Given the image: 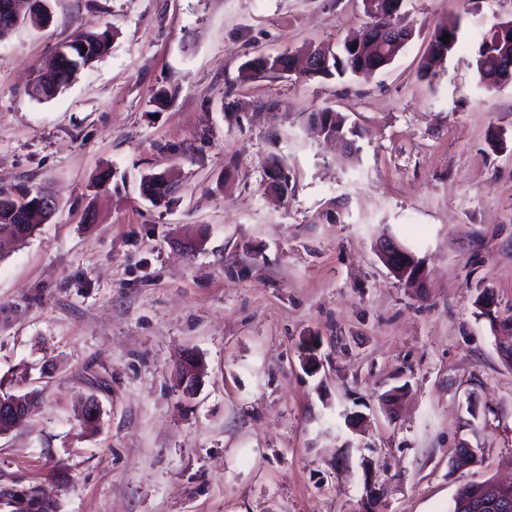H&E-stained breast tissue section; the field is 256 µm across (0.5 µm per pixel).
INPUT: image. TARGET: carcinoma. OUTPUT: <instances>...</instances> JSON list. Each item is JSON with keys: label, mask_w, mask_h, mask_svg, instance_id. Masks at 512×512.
I'll return each instance as SVG.
<instances>
[{"label": "carcinoma", "mask_w": 512, "mask_h": 512, "mask_svg": "<svg viewBox=\"0 0 512 512\" xmlns=\"http://www.w3.org/2000/svg\"><path fill=\"white\" fill-rule=\"evenodd\" d=\"M10 15L18 19H27L34 26H44L51 18L50 0H7ZM390 0H380L377 11L367 12L369 22L357 34L348 37L337 47L317 46L311 48L312 53L325 54L329 57L328 66L320 71H310L305 68L302 75L311 80L315 78H342L346 75L373 73L380 70L378 60L380 55L373 51L372 32L376 29H387L402 32L406 37H412V28L403 23L399 13L387 7ZM449 35V41L443 42L444 35ZM460 38V21L446 22L438 25L428 46L426 62L420 70V78L431 81L436 78L437 71L433 63L451 54ZM110 47L108 30L100 29L93 22L78 24L75 34L62 42L56 49L48 64L36 68L34 79L28 93L38 99L51 98L58 94L77 73L99 60ZM512 56V19L501 20L484 31L481 39L474 48V60L479 83L491 90L499 87V78L503 76L501 57L503 52ZM297 66L296 59L291 55L276 57H257L247 61L241 70V77L249 79L256 74H282L292 71ZM312 121L322 133L331 139L349 141V154L358 152L357 139L361 137L359 128L348 122V118L331 107H324L312 113ZM153 201L170 200L175 192L172 185L147 182ZM37 194L29 188L18 185L11 189L0 188V232H6L17 240L24 241L32 236L44 215L39 213L32 217L33 223L24 225L23 235L16 236L18 225L14 224L16 213L31 210Z\"/></svg>", "instance_id": "carcinoma-1"}]
</instances>
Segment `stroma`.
<instances>
[{
    "label": "stroma",
    "mask_w": 512,
    "mask_h": 512,
    "mask_svg": "<svg viewBox=\"0 0 512 512\" xmlns=\"http://www.w3.org/2000/svg\"><path fill=\"white\" fill-rule=\"evenodd\" d=\"M51 9L0 41V187L58 204L0 245V388L30 397L0 434V490L55 512H450L460 486L512 481V332L478 307L512 316V85L482 88L473 64L512 0H404L414 35L390 66L315 80L240 67L341 43L363 0ZM455 19L457 49L420 79ZM80 20L108 27L107 54L30 97ZM326 106L361 129L354 159L316 131ZM166 171L177 190L153 203L140 185ZM386 237L419 287L380 260ZM464 443L478 462L453 468ZM460 30L459 20L440 24L434 29L428 46L426 62L420 70V78L429 82L436 78L437 71L432 69L433 63L437 59L447 57L454 51L460 38ZM444 34L449 35L447 44L442 41ZM380 258L392 273L402 280H420L423 275L416 257L394 239L384 240L378 247Z\"/></svg>",
    "instance_id": "obj_1"
}]
</instances>
